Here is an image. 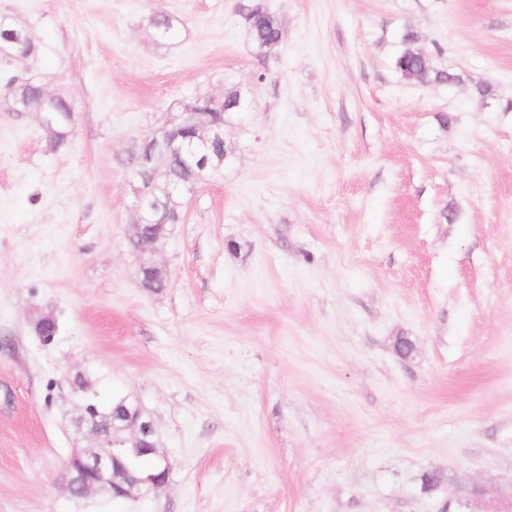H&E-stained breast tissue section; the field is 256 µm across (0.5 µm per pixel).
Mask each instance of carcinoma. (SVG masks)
I'll return each mask as SVG.
<instances>
[{"instance_id": "1", "label": "carcinoma", "mask_w": 512, "mask_h": 512, "mask_svg": "<svg viewBox=\"0 0 512 512\" xmlns=\"http://www.w3.org/2000/svg\"><path fill=\"white\" fill-rule=\"evenodd\" d=\"M241 14L245 20L250 43L256 57L265 60L277 54L282 39L281 21L277 14L265 4L256 0L254 3L241 6ZM150 27L161 38H171L176 32L173 18L159 14L149 19ZM6 32L19 42V52L31 56L37 51L36 44L29 33L22 27L7 26L0 22V33ZM395 71L407 81L418 84L458 85L464 81L462 74L434 67L430 60L423 58V49L419 45V36L410 27L399 35L397 49L393 59ZM13 108L16 112H39L51 114L61 135L50 142L49 149L54 151L65 140L62 133L74 121V108L71 101L63 96L50 98L41 85L27 83L11 94ZM224 144L218 142L203 154L189 152L166 154L160 157L158 167L147 166L138 168L137 174L131 176L136 189L141 193L153 191L162 201L167 203L170 223L177 224L181 220V200L174 196L167 201L164 188L179 184L207 179L224 169Z\"/></svg>"}]
</instances>
